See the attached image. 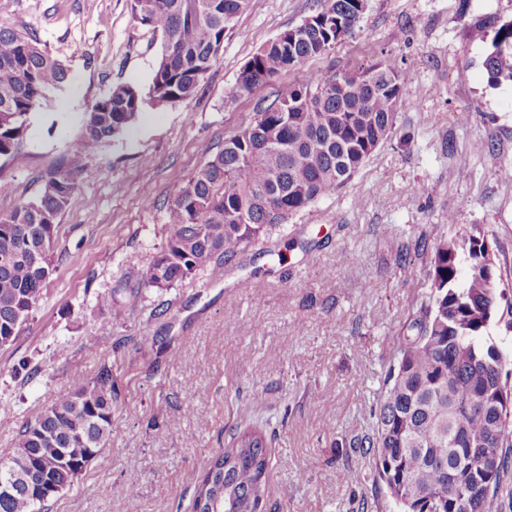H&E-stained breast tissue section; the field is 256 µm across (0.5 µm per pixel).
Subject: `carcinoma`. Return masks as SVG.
I'll return each mask as SVG.
<instances>
[{"label": "carcinoma", "mask_w": 512, "mask_h": 512, "mask_svg": "<svg viewBox=\"0 0 512 512\" xmlns=\"http://www.w3.org/2000/svg\"><path fill=\"white\" fill-rule=\"evenodd\" d=\"M251 0H130L133 20L161 33V58L148 92L122 83L87 115L76 148L91 153L131 127L143 110L194 99L217 60L225 32ZM366 0H324L316 14L262 46L240 73L234 94L254 91L355 35ZM484 62L487 83L512 81V22L497 31ZM371 74L368 85L355 76ZM68 79L60 60L36 39L0 26V158L12 156L27 116L46 92ZM413 73L389 56L329 79L282 84L275 100L224 138L166 210L167 236L143 276L147 288H168L215 272L241 246L270 227L336 194L395 134L397 113ZM75 191L61 170L44 181L34 202L0 213V345L15 341L54 272L58 218ZM468 273L460 277V264ZM430 295L412 314L396 362L370 408L372 434L348 447L371 452L372 480L402 512H512V385L503 357L485 334L504 293L495 286L487 235L478 226L433 246ZM117 396L112 364L72 386L19 432L13 454L0 457L31 477L32 487L0 496V512H45L41 482L65 489L91 462L104 460ZM268 439L257 426L238 431L199 482L194 512L226 496L238 512L265 497Z\"/></svg>", "instance_id": "obj_1"}]
</instances>
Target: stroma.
Returning <instances> with one entry per match:
<instances>
[{
	"label": "stroma",
	"instance_id": "35a3bbf8",
	"mask_svg": "<svg viewBox=\"0 0 512 512\" xmlns=\"http://www.w3.org/2000/svg\"><path fill=\"white\" fill-rule=\"evenodd\" d=\"M320 3L252 0L193 101L146 109L83 153L75 144L96 101L120 83L148 89L161 34L133 21L129 0H0V26L36 36L68 70L29 114L17 153L0 159L11 186L0 212L36 200L57 169L76 185L59 220L55 271L14 343L0 348V456L101 362H111L118 394L108 466L88 465L49 512H193L212 459L248 425L268 435L266 512H352L363 499L368 512H399L372 484L370 455L344 445L371 429L367 409L429 293L426 255L397 264L399 245L481 225L496 287L512 301V82L489 85L482 66L512 21V0H367L353 38L280 80L392 57L415 75L396 141L340 192L238 250L223 277L204 271L167 289L140 287L179 188L273 100L271 85L233 97L243 67ZM480 141L489 147L478 154ZM110 292L120 316L98 306Z\"/></svg>",
	"mask_w": 512,
	"mask_h": 512
}]
</instances>
